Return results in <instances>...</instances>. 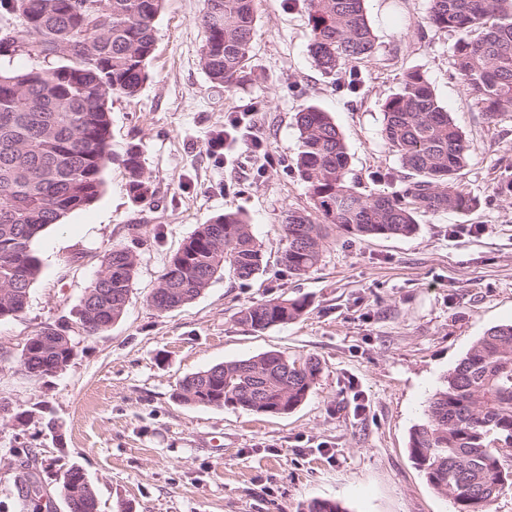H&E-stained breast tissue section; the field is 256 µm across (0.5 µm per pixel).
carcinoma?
Wrapping results in <instances>:
<instances>
[{
    "label": "carcinoma",
    "mask_w": 512,
    "mask_h": 512,
    "mask_svg": "<svg viewBox=\"0 0 512 512\" xmlns=\"http://www.w3.org/2000/svg\"><path fill=\"white\" fill-rule=\"evenodd\" d=\"M308 49L328 74L368 58L375 36L364 0H305ZM162 0H0V58L26 56L23 69L0 65V321L21 314L42 263L33 243L49 226L90 206L104 187L112 159L109 100L132 98L147 79L156 46ZM206 30L200 61L209 80L231 91L250 59L254 0H203ZM427 22L458 35L451 68L489 118L512 111V0H429ZM299 151L294 171L314 213L290 210L282 222L280 263L294 275L317 269L328 231L360 239L410 237L417 215L476 207L458 189L469 146L428 79L418 71L384 104L382 136L410 179L391 194L358 191L344 137L329 113L308 105L296 113ZM129 196L153 195L141 152L123 159ZM136 256L114 246L87 287L79 322L86 336L108 331L129 301ZM246 282L264 271L262 243L239 213L218 214L198 225L168 260L148 298L160 312L186 305L217 276ZM305 299H272L239 311L254 331L286 324ZM63 323H48L20 354L36 378L53 376L72 360L74 344ZM320 374L313 356L289 358L269 351L198 371L180 380L174 397L186 404L233 406L286 414L301 405ZM408 448L430 486L453 501L454 512H491L512 489V323L484 332L428 399ZM77 491L71 512H98V499L82 469L72 466L60 491ZM303 512H344L332 500H313Z\"/></svg>",
    "instance_id": "cac0c4a2"
}]
</instances>
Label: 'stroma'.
<instances>
[{"label":"stroma","instance_id":"stroma-1","mask_svg":"<svg viewBox=\"0 0 512 512\" xmlns=\"http://www.w3.org/2000/svg\"><path fill=\"white\" fill-rule=\"evenodd\" d=\"M202 0H163L149 78L112 100V160L89 207L33 244L42 273L28 306L0 322V512H31L19 491L35 455L44 512H69L58 478L78 466L99 512H302L314 499L346 512H452L426 481L408 440L429 397L487 329L512 322V112L488 118L454 76L448 32L426 20L428 0H365L375 50L350 64L355 90L325 75L308 53L305 0H255L251 58L233 92L200 63ZM430 81L470 145L458 174L477 208L419 215L410 237L360 240L330 232L318 268L289 274L278 259L281 221L310 210L289 164L298 153L296 112L315 105L343 133L361 192L391 193L407 171L383 136V106L407 72ZM232 112L256 115V133L280 165L264 171L206 152ZM138 146L153 203L130 199L122 159ZM242 212L267 268L241 283L212 282L165 313L148 303L165 264L211 217ZM137 258L123 317L85 336L77 310L104 253ZM306 298L298 319L261 332L238 320L252 303ZM69 325L75 356L41 382L19 361L47 323ZM280 351L313 356L321 372L295 410L270 415L177 401L179 380L210 366ZM36 416L15 427L23 411Z\"/></svg>","mask_w":512,"mask_h":512}]
</instances>
